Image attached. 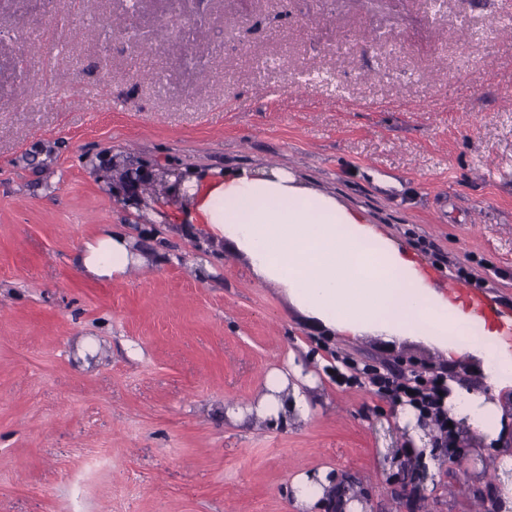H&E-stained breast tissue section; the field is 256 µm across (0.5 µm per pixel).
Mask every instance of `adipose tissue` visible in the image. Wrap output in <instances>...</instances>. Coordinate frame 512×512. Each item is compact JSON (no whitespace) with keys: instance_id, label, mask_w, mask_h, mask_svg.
<instances>
[{"instance_id":"1","label":"adipose tissue","mask_w":512,"mask_h":512,"mask_svg":"<svg viewBox=\"0 0 512 512\" xmlns=\"http://www.w3.org/2000/svg\"><path fill=\"white\" fill-rule=\"evenodd\" d=\"M195 194V222L232 241L259 276L283 286L324 325L352 337L429 336L451 359L476 350L487 390L512 387V353L495 330L439 295L415 260L371 232L358 214L297 188L283 170L265 177L243 171L196 186ZM145 261L130 251L125 235L111 233L86 243L82 266L90 276L109 279ZM266 387L256 405L227 408L226 416L239 423L251 414L275 425L311 421L317 402L293 362L271 371ZM448 388L449 416L466 418L488 442L497 441L500 407L485 392L454 382Z\"/></svg>"}]
</instances>
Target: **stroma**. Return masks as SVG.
Returning a JSON list of instances; mask_svg holds the SVG:
<instances>
[{"mask_svg":"<svg viewBox=\"0 0 512 512\" xmlns=\"http://www.w3.org/2000/svg\"><path fill=\"white\" fill-rule=\"evenodd\" d=\"M65 0L63 36L0 0V512H296L328 468L371 512H480L457 465L424 502L388 486L394 404L342 357L460 376L423 339L333 333L190 224H137L91 168L121 155L232 175L287 170L421 259L437 290L512 309V27L501 0ZM121 230L145 269L83 276ZM211 270L198 275L200 256ZM294 359L310 424L237 425ZM329 485L327 473L323 471L296 477L291 484V494L295 498V505L303 510H310L303 512H311L314 508L321 507L325 488Z\"/></svg>","mask_w":512,"mask_h":512,"instance_id":"35a3bbf8","label":"stroma"}]
</instances>
